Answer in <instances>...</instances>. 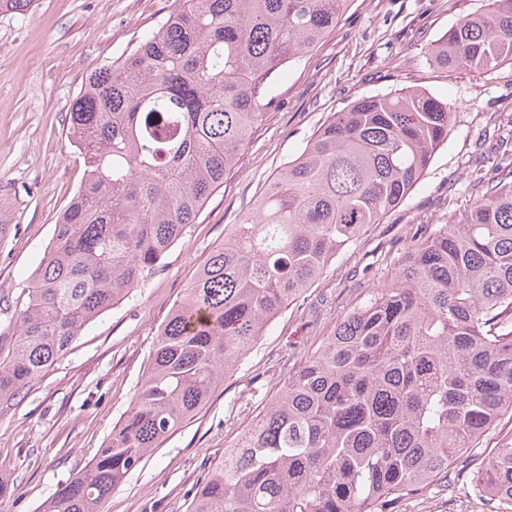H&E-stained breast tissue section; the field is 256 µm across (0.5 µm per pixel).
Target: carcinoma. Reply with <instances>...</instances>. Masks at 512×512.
<instances>
[{
	"instance_id": "carcinoma-1",
	"label": "carcinoma",
	"mask_w": 512,
	"mask_h": 512,
	"mask_svg": "<svg viewBox=\"0 0 512 512\" xmlns=\"http://www.w3.org/2000/svg\"><path fill=\"white\" fill-rule=\"evenodd\" d=\"M351 0H185L69 106L84 179L32 274L0 356V405L151 278L224 186L277 74L336 29ZM451 69L512 63V0L448 29ZM448 103L421 89L334 113L224 235L156 336L136 404L42 512H101L144 457L207 404L283 307L416 186L448 140ZM450 224H416L393 278L346 313L224 449L190 512H394L426 496L512 408V153ZM512 505V440L472 472Z\"/></svg>"
}]
</instances>
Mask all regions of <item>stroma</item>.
Masks as SVG:
<instances>
[{
	"label": "stroma",
	"mask_w": 512,
	"mask_h": 512,
	"mask_svg": "<svg viewBox=\"0 0 512 512\" xmlns=\"http://www.w3.org/2000/svg\"><path fill=\"white\" fill-rule=\"evenodd\" d=\"M486 0H352L336 29L289 63L274 101L224 185L170 248L159 271L86 326L41 379L0 411V462L15 470L0 512H39L58 483L86 468L135 404L157 332L197 270L262 187L317 130L351 102L419 88L451 105L447 141L410 195L370 225L304 298L288 305L208 403L115 488L103 512H189L198 484L278 392L304 354L369 290L393 276L415 224H444L472 201L476 170L488 169L512 134V64L450 70L429 50ZM182 0H35L0 13V347L18 334L30 276L58 215L82 182L68 109L87 76L124 58ZM396 512H487L468 474L399 504Z\"/></svg>",
	"instance_id": "obj_1"
}]
</instances>
